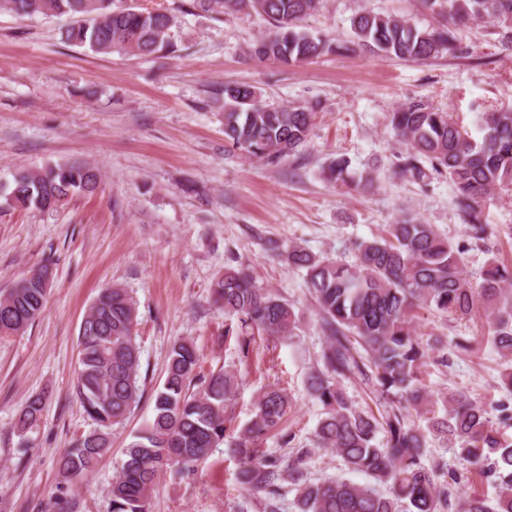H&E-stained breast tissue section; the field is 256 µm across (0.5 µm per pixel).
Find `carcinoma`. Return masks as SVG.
Instances as JSON below:
<instances>
[{"instance_id": "carcinoma-1", "label": "carcinoma", "mask_w": 512, "mask_h": 512, "mask_svg": "<svg viewBox=\"0 0 512 512\" xmlns=\"http://www.w3.org/2000/svg\"><path fill=\"white\" fill-rule=\"evenodd\" d=\"M320 0H192L193 7L216 16L254 14L268 24L251 48L262 61L302 63L347 49L334 37L299 29ZM440 18L419 28L392 15L363 10L352 18L350 45L363 52L400 60H425L463 53L460 30L471 22L492 20L497 43L512 52V0H420ZM20 17L68 14L74 21L66 41L95 54L125 53L148 57L174 47V16L165 9L135 7L131 0H3ZM224 96V138L252 159L277 163L302 147L316 124L313 105L270 106L250 85L228 82ZM389 125L405 146L397 174L423 182L445 174L453 186L467 240L455 241L432 224L402 218L385 234L354 242V260H331L297 245H274L278 256L305 271L318 314L327 333L321 366L309 376V390L324 410L313 446L339 456L346 470L364 475L361 484L344 477L313 483L305 478L312 452L299 448L283 461L267 452L271 434L284 445L294 440L281 433L291 408L288 395L269 387L257 398L254 415L229 451L239 459L237 480L249 493L262 495V512H282L284 484L296 487L298 512H512V266L493 256L474 285L462 268L466 241L488 238L482 206L512 185V106L481 115L480 139L453 116L420 102L390 113ZM324 177L355 190L371 180H354L348 162L338 158ZM98 171L77 163H56L14 176L7 201L26 210H55L74 196L94 194ZM49 268L22 278L0 296V335L24 331L43 311ZM229 323L224 338L235 337L248 357L254 336L292 334L300 316L287 301L261 287L249 267L227 264L213 285ZM491 310L487 343L508 366L501 382L505 394L492 409L467 395L434 393L420 379L433 360L448 365L437 336L425 343L412 326L411 312L423 309L448 317L468 315L476 303ZM136 303L119 287L104 289L79 331V370L75 396L97 424L76 439L59 458L62 480L57 499L75 491L74 480L93 472L110 451L113 425L121 423L140 401V348L136 341ZM356 379L370 388L383 406L380 416L349 400L343 381ZM195 392H189L193 382ZM237 373L221 369L197 374L194 342L182 340L170 351L166 376L154 394L152 418L124 448L112 479L111 512H148L152 488L163 469L175 465L195 471L210 451L226 441L232 422ZM43 396L32 395L21 408L17 430L38 425ZM424 425L415 423L414 418ZM453 451L460 467L430 463L428 441ZM477 469L493 487L492 497L460 498L453 489L468 468Z\"/></svg>"}]
</instances>
